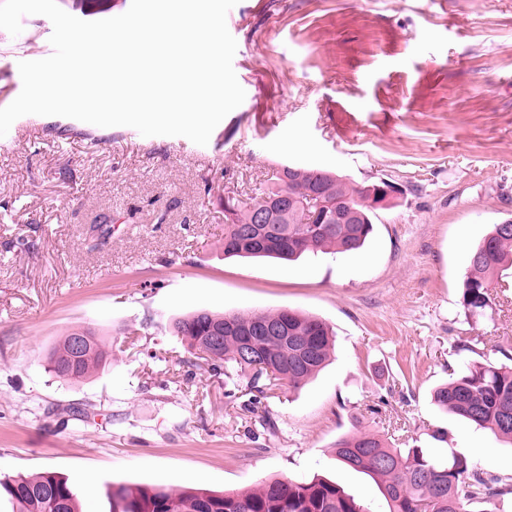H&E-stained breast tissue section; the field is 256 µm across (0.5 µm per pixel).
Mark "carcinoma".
I'll return each mask as SVG.
<instances>
[{
  "label": "carcinoma",
  "mask_w": 512,
  "mask_h": 512,
  "mask_svg": "<svg viewBox=\"0 0 512 512\" xmlns=\"http://www.w3.org/2000/svg\"><path fill=\"white\" fill-rule=\"evenodd\" d=\"M385 182L351 184L342 176L320 168L282 166L258 200L241 205L224 199V255L295 261L306 253L361 249L373 232V207L366 204ZM323 198L322 214L331 221L312 218L309 197ZM288 197V215L253 237L245 230L255 225L269 201ZM359 213L353 224L336 217ZM512 268V223L509 230L496 224L471 251L463 280L461 305L465 316L485 315L491 304L494 279ZM259 321L285 322L286 336L255 335ZM172 332L194 351L205 355L211 370L224 375L225 395L236 396L237 379L249 376L250 404L258 406L266 390L278 381L298 388L317 374L333 349V332L326 322L290 310L219 313L197 310L174 320ZM88 337L81 350L77 339ZM257 354L243 355L245 343ZM107 356L95 333L77 326L54 347L48 365L64 380L86 378ZM440 408L512 441V356L493 363L467 362L453 371L449 381L434 389ZM336 460L371 476L384 497L388 512H467L464 505L484 503L512 494V486L498 478H485L468 459L448 448L432 454L424 448H393L387 440L362 428L340 437L334 445ZM112 512H367L360 497L335 480L315 476L308 482L270 479L245 493L187 488L174 492L163 485L112 487ZM9 512H82L78 495L68 479L53 471L33 475L0 474V504Z\"/></svg>",
  "instance_id": "obj_1"
}]
</instances>
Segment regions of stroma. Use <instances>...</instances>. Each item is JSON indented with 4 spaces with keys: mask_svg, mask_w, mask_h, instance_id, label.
<instances>
[{
    "mask_svg": "<svg viewBox=\"0 0 512 512\" xmlns=\"http://www.w3.org/2000/svg\"><path fill=\"white\" fill-rule=\"evenodd\" d=\"M226 22L246 97L207 145L40 115L0 137V473L59 472L82 512H111L118 483L243 492L324 475L386 512L334 457L359 425L432 449L444 430L512 484V445L432 401L452 369L512 354V271L483 317L461 306L472 248L512 217V0H239ZM22 26L0 30V108L19 62L51 48L47 17ZM283 164L393 187L362 250L225 257V190L249 202ZM201 309L304 312L335 349L253 409L172 335ZM76 325L110 355L63 380L46 358Z\"/></svg>",
    "mask_w": 512,
    "mask_h": 512,
    "instance_id": "35a3bbf8",
    "label": "stroma"
}]
</instances>
